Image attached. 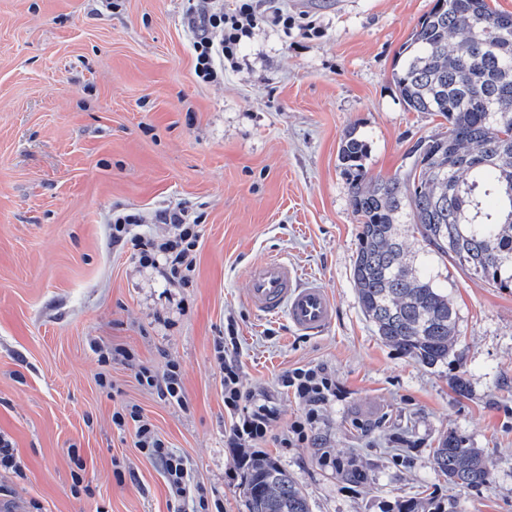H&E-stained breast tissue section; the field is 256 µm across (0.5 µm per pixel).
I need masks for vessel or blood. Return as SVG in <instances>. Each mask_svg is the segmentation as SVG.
Here are the masks:
<instances>
[{
	"instance_id": "1",
	"label": "vessel or blood",
	"mask_w": 512,
	"mask_h": 512,
	"mask_svg": "<svg viewBox=\"0 0 512 512\" xmlns=\"http://www.w3.org/2000/svg\"><path fill=\"white\" fill-rule=\"evenodd\" d=\"M246 300L266 316L285 315L301 334H317L333 321L335 303L328 290L316 280L302 277L282 258L272 256L249 268Z\"/></svg>"
}]
</instances>
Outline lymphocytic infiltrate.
I'll list each match as a JSON object with an SVG mask.
<instances>
[{
  "label": "lymphocytic infiltrate",
  "instance_id": "1",
  "mask_svg": "<svg viewBox=\"0 0 512 512\" xmlns=\"http://www.w3.org/2000/svg\"><path fill=\"white\" fill-rule=\"evenodd\" d=\"M188 30L194 51V72L206 83L223 78L225 64L234 62L238 47L249 29L271 25L288 29L295 19L286 11L257 12L253 0H210L207 7L189 8ZM157 223L167 225L166 234L143 237L137 228L142 223L139 214L113 212L109 238L113 247L137 248L143 264L162 269L165 276L181 286L192 283L196 268V252L200 242L198 218L182 207H166L155 214ZM239 340L235 330H228L214 344L215 357L224 373V410L230 419L224 438L227 447L238 449L240 464H247V450L260 449L266 444L273 425L279 420L276 403L263 390L244 389L238 364ZM138 384L157 394L164 402L187 408L188 402L179 364L168 362L163 372L139 367ZM284 392L292 393L299 412L287 424L280 437L282 447L306 446L320 449L323 465L353 483L363 482L365 473L349 460L324 450L318 432L322 411L344 394L336 376L328 367L306 366L286 371L278 380ZM112 424L121 432L132 431L134 445L146 456L159 462L170 492L179 498L188 495L192 478L185 460L174 453L157 434L152 422L135 404H124L112 413Z\"/></svg>",
  "mask_w": 512,
  "mask_h": 512
}]
</instances>
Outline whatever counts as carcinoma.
Here are the masks:
<instances>
[{"mask_svg":"<svg viewBox=\"0 0 512 512\" xmlns=\"http://www.w3.org/2000/svg\"><path fill=\"white\" fill-rule=\"evenodd\" d=\"M402 102L448 122L418 139L401 176L373 178L366 143L348 134L339 160L349 170L358 221L352 281L361 310L385 344L428 367L455 356L452 298L432 275V257L496 288H512V14L488 0H435L399 52L392 73ZM419 235L410 252L401 240ZM438 474L463 489L491 473L479 448L448 432L432 451ZM248 512H311L286 469L267 457L245 478Z\"/></svg>","mask_w":512,"mask_h":512,"instance_id":"1","label":"carcinoma"}]
</instances>
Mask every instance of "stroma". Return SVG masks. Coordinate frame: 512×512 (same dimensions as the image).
Listing matches in <instances>:
<instances>
[{
  "label": "stroma",
  "instance_id": "obj_1",
  "mask_svg": "<svg viewBox=\"0 0 512 512\" xmlns=\"http://www.w3.org/2000/svg\"><path fill=\"white\" fill-rule=\"evenodd\" d=\"M433 4L258 0V12L287 9L297 27L255 29L223 83L206 84L194 73L187 0H0V434L20 464L0 470V512H194L113 427L123 403L143 409L208 500L247 512L214 353L230 322L244 387L267 388L283 421L298 411L277 386L287 370L322 364L347 390L320 431L331 453L357 458L364 483L322 465L317 449H264L312 512H400L432 499L448 512H512V288L434 263L459 342L454 359L430 368L378 339L351 279L357 220L339 147L347 134L363 139L368 175L387 178L440 132V117L407 111L392 81ZM309 21L317 35H305ZM179 204L200 219L187 288L108 237L114 208L162 235L156 210ZM270 255L329 290L336 315L323 334L299 335L285 316L248 305L246 271ZM95 341L130 350L134 365H101ZM170 360L183 372L184 410L135 378L137 366ZM102 372L115 394L99 386ZM451 430L484 450L488 485L460 489L438 475L432 450Z\"/></svg>",
  "mask_w": 512,
  "mask_h": 512
}]
</instances>
